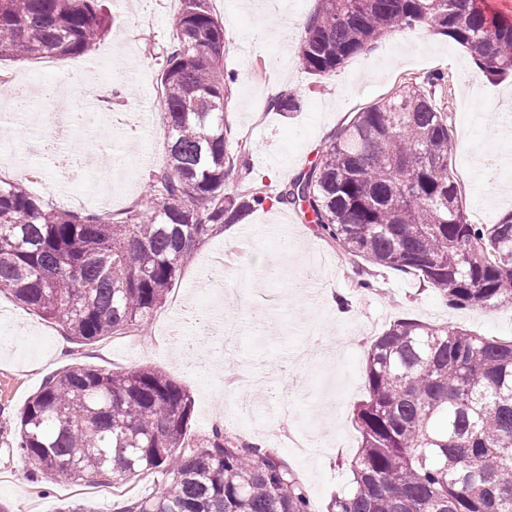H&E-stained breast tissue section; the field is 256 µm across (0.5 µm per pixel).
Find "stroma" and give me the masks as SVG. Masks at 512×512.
Wrapping results in <instances>:
<instances>
[{
	"instance_id": "stroma-1",
	"label": "stroma",
	"mask_w": 512,
	"mask_h": 512,
	"mask_svg": "<svg viewBox=\"0 0 512 512\" xmlns=\"http://www.w3.org/2000/svg\"><path fill=\"white\" fill-rule=\"evenodd\" d=\"M288 12L249 9L243 0H212L224 25V69L235 82L224 119L232 138L249 147V171L234 170L227 191L263 178L278 190L315 160L332 135L354 113L395 93L404 83L439 72L445 82L435 101L448 114L455 150L449 170L461 188V203L471 223L493 224L512 212V79H491L471 56L448 37L426 30L406 36L391 33L370 52L350 58L326 77L311 75L297 61L300 34L294 16H311L316 0H289ZM116 20L96 51L25 61H0V177L18 179L11 159L25 155L44 180H53L60 152L90 159L92 175L118 160L122 170L109 196L140 198L148 179L167 167V129L160 96L159 56L169 43L179 0H109ZM49 80L64 87L67 107L85 112L95 90L114 86L110 118L96 135L76 134L66 147L41 140L37 114L17 119L16 86L37 88ZM294 95L292 112L273 108L270 92ZM499 164L482 182L484 158ZM245 222L266 232L238 255L233 267L209 258L236 250L240 224L200 245L174 282L165 305L145 325L138 341L109 336L93 344L61 347L62 331L0 295V512H58L65 504L115 512L126 498L152 490V480L91 485L59 476L36 481L14 450L18 416L29 397L52 373L71 364L102 370L151 366L189 392L192 440L213 427L274 449L303 481L314 512H327L334 495L349 490L350 462L361 446L354 421L366 397V356L377 336L400 318L461 327L494 339H512V308L451 307L421 277L378 268L340 252L288 208L259 209ZM244 222V223H245ZM279 265L275 281L264 274ZM371 281L375 289L361 288ZM221 300L224 327L233 341L211 337L206 346L186 350L192 310ZM341 300L340 308L329 305ZM180 318L182 340L156 342L157 323ZM267 379L265 404L253 407L245 389H226V371ZM293 410L279 417L281 404Z\"/></svg>"
}]
</instances>
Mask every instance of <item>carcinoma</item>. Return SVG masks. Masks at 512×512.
I'll list each match as a JSON object with an SVG mask.
<instances>
[{"instance_id":"obj_1","label":"carcinoma","mask_w":512,"mask_h":512,"mask_svg":"<svg viewBox=\"0 0 512 512\" xmlns=\"http://www.w3.org/2000/svg\"><path fill=\"white\" fill-rule=\"evenodd\" d=\"M106 0H0V60L90 55L113 18ZM481 0H318L298 48L325 77L383 36L426 29L512 75V19ZM163 55L168 169L118 221L44 209L0 179V294L79 344L148 322L199 245L259 208L286 206L367 263L422 277L453 307L512 305V213L473 224L448 170L439 74L420 77L336 132L277 192L224 183L246 147L229 138L224 25L211 0H180ZM354 420L352 487L329 512H512V340L404 318L371 344ZM187 390L151 367L82 364L48 377L19 414L31 475L104 484L153 478L120 512H311L305 486L270 448L216 426L186 443Z\"/></svg>"}]
</instances>
